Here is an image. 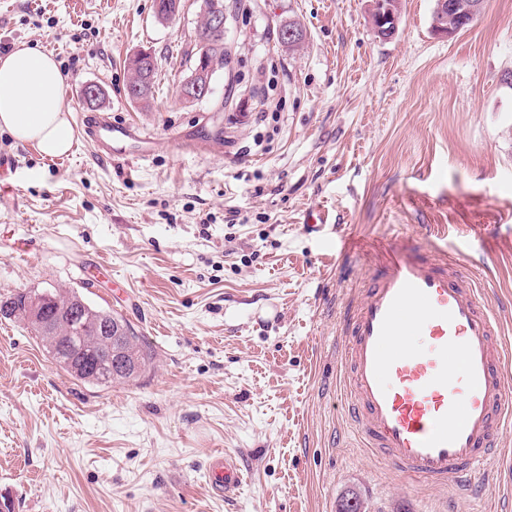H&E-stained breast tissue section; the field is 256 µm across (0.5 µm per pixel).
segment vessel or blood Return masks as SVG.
<instances>
[{
  "label": "vessel or blood",
  "mask_w": 512,
  "mask_h": 512,
  "mask_svg": "<svg viewBox=\"0 0 512 512\" xmlns=\"http://www.w3.org/2000/svg\"><path fill=\"white\" fill-rule=\"evenodd\" d=\"M85 144L112 159L130 131L80 117ZM364 290L342 317L345 414L368 447L388 451L403 475L467 490L512 426V383L500 326L456 258L429 259L404 245L383 246ZM240 469L216 456L210 485L229 494Z\"/></svg>",
  "instance_id": "b4317fda"
}]
</instances>
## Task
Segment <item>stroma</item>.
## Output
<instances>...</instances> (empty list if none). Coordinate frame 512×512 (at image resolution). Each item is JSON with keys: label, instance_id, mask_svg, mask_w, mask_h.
<instances>
[{"label": "stroma", "instance_id": "1", "mask_svg": "<svg viewBox=\"0 0 512 512\" xmlns=\"http://www.w3.org/2000/svg\"><path fill=\"white\" fill-rule=\"evenodd\" d=\"M161 23L155 0H0V44L52 52L65 106L133 130L120 158H47L0 133V295L74 288L127 319L152 352L101 390L0 318V501L12 512H512L506 482L474 490L397 474L344 418L340 318L375 252L345 237L457 255L512 343V0L465 31L432 30L434 0H402L380 40L367 0H240L212 100L188 105L202 0ZM301 25L300 49L280 25ZM156 58L149 107L126 61ZM233 101L214 109L225 96ZM281 101L258 120L264 98ZM267 153L253 152L255 140ZM241 223H226L228 209ZM324 213L321 231L309 212ZM243 483L207 484L213 454Z\"/></svg>", "mask_w": 512, "mask_h": 512}]
</instances>
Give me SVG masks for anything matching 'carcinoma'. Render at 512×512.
Listing matches in <instances>:
<instances>
[{
    "label": "carcinoma",
    "instance_id": "obj_1",
    "mask_svg": "<svg viewBox=\"0 0 512 512\" xmlns=\"http://www.w3.org/2000/svg\"><path fill=\"white\" fill-rule=\"evenodd\" d=\"M232 51L224 46H212L207 23H202V34L194 40L190 61L201 57L215 58L225 68L231 61ZM44 301V318L50 321L47 326H39L29 319V305L33 299ZM0 317L19 319L25 322L36 335L42 337L46 349L63 371L86 384L108 388L115 383H129L139 379L149 368L152 360L148 345L137 336L130 323L122 316L89 303L73 289L53 291L18 292L5 300H0ZM118 336L115 347L122 352L126 365L112 370V378L103 380L96 374L78 366L82 353L78 336L86 337V344L95 343V338L104 335L103 328Z\"/></svg>",
    "mask_w": 512,
    "mask_h": 512
}]
</instances>
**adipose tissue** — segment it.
Returning a JSON list of instances; mask_svg holds the SVG:
<instances>
[{
    "label": "adipose tissue",
    "instance_id": "adipose-tissue-1",
    "mask_svg": "<svg viewBox=\"0 0 512 512\" xmlns=\"http://www.w3.org/2000/svg\"><path fill=\"white\" fill-rule=\"evenodd\" d=\"M67 88L54 56L36 45H17L0 57V132L35 145L43 156L67 155L74 141Z\"/></svg>",
    "mask_w": 512,
    "mask_h": 512
}]
</instances>
